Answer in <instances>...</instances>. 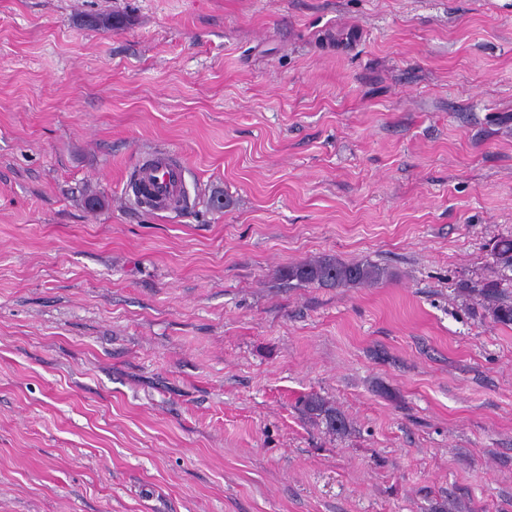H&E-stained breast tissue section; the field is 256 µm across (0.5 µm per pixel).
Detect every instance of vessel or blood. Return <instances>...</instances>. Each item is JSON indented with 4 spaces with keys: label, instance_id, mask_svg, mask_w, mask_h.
<instances>
[{
    "label": "vessel or blood",
    "instance_id": "b4317fda",
    "mask_svg": "<svg viewBox=\"0 0 512 512\" xmlns=\"http://www.w3.org/2000/svg\"><path fill=\"white\" fill-rule=\"evenodd\" d=\"M134 185L144 188L155 200L157 209L172 207L185 188L184 169L169 150L159 149L143 156L134 166Z\"/></svg>",
    "mask_w": 512,
    "mask_h": 512
}]
</instances>
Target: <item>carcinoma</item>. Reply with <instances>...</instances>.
<instances>
[{
  "label": "carcinoma",
  "instance_id": "1",
  "mask_svg": "<svg viewBox=\"0 0 512 512\" xmlns=\"http://www.w3.org/2000/svg\"><path fill=\"white\" fill-rule=\"evenodd\" d=\"M493 263L499 278L491 280L481 288L488 301V313L497 324L512 325V302L502 297L501 283L512 281V239H502L493 248ZM390 276L387 269L368 261L343 262L332 256L304 261L280 271V278L290 287L317 285L321 288L355 287L374 285ZM303 410L309 417L324 424L332 434H344L349 424L344 415L317 394L303 400Z\"/></svg>",
  "mask_w": 512,
  "mask_h": 512
}]
</instances>
